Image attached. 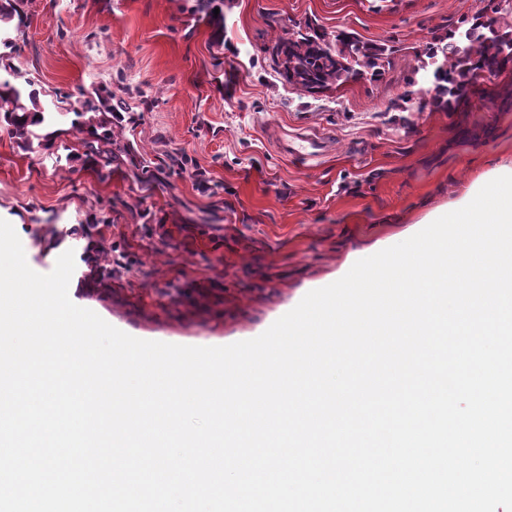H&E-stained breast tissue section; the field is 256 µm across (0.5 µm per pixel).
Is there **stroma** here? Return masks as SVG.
<instances>
[{
  "instance_id": "1",
  "label": "stroma",
  "mask_w": 512,
  "mask_h": 512,
  "mask_svg": "<svg viewBox=\"0 0 512 512\" xmlns=\"http://www.w3.org/2000/svg\"><path fill=\"white\" fill-rule=\"evenodd\" d=\"M192 0H27L11 62L44 105L111 91L112 176L99 181L70 117L50 149L21 148L0 126V219L26 261L101 244L98 293L76 305L143 340L223 346L261 335L359 259L419 232L512 164V106L391 109L433 35L487 0H224V40ZM312 23L396 46L383 79L308 96L266 51ZM313 131L318 161L281 157L270 132Z\"/></svg>"
}]
</instances>
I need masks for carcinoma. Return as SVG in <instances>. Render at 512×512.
<instances>
[{
	"label": "carcinoma",
	"mask_w": 512,
	"mask_h": 512,
	"mask_svg": "<svg viewBox=\"0 0 512 512\" xmlns=\"http://www.w3.org/2000/svg\"><path fill=\"white\" fill-rule=\"evenodd\" d=\"M23 0H0V45L14 48L15 43L7 27L20 12ZM224 6V0H195L194 14L213 28V36L221 40L224 33V12L213 10ZM512 49V25L495 27L482 20L478 14L465 29L450 30L435 35L426 43L420 69L432 71V87L424 91H407L401 96L404 102L414 101L418 111L425 109L452 112L461 102L481 92L477 72L483 69L499 75L509 66L498 60L500 48ZM278 75L294 89L316 94L339 88L349 81L366 79L378 81L392 64L396 50L377 46L361 40L357 35L341 31L334 36L306 24L302 30H286L267 48ZM0 122L9 135L21 145L32 150L36 147L49 149L62 134L57 128L58 116L72 113L75 119L71 128L82 135L81 143L86 155L99 161L97 174L101 181L110 179L112 170V113L100 112L95 100L112 98V92L102 89L93 95L54 107L43 105L39 92L29 91L17 80L21 75L0 56Z\"/></svg>",
	"instance_id": "1"
}]
</instances>
